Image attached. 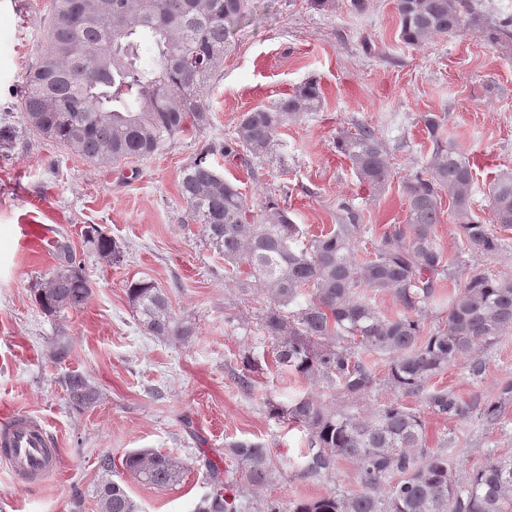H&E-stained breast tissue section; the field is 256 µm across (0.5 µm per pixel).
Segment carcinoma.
I'll return each mask as SVG.
<instances>
[{
	"label": "carcinoma",
	"mask_w": 512,
	"mask_h": 512,
	"mask_svg": "<svg viewBox=\"0 0 512 512\" xmlns=\"http://www.w3.org/2000/svg\"><path fill=\"white\" fill-rule=\"evenodd\" d=\"M243 6L244 0H52L47 47L24 82V124L100 164L157 153L175 135L209 122V81L224 62V46ZM479 7L471 0H396L401 39L417 46L446 35L481 18ZM487 30L493 42L512 40V17ZM321 101L319 84L308 80L272 106L244 113L233 138L207 148L182 170L180 195L189 215L201 225L206 244L224 258L229 276L242 264L249 267L240 288L254 287L269 297L256 320L274 344L276 363L329 391L357 397L375 383L366 356H385L394 390L425 396L438 415L465 418L474 405L444 389L430 391L428 384L457 364L481 379L477 347L512 328V276L473 275L448 302L446 321L430 326L423 318L453 275L435 239L442 196H448L468 244L486 253L501 247L488 225L473 217V164L443 135L441 117L420 116L432 143L429 166L403 184L405 223L390 225L367 258L353 248L360 224L351 206L341 207L332 229L301 246L304 232L287 206L271 196L262 214L254 215L239 188L209 161L240 152L251 161L263 158L279 128L316 111ZM335 147L372 190H384L393 179L387 146L371 124L358 122L340 132ZM488 206L492 223L512 226V173L492 183ZM84 242L105 262L121 261L120 247L97 225L85 227ZM383 291L394 294L400 313L386 315L374 303L371 294ZM126 293L146 334L193 335L151 281L133 279ZM89 295L82 265L69 255L37 290L36 302L55 315L81 310ZM65 386L75 408L99 399L97 388L79 374L68 375ZM269 406L273 416L307 431L306 474L328 476L339 460L349 459L357 465L361 489L286 504L271 500L263 512H512V458L491 459L466 479L454 478L448 455L426 447L422 419L398 400L361 419L310 396ZM418 448L426 455L420 464L413 457ZM224 455L240 467L241 484L214 485L194 512H241L244 493L269 484L277 473L259 442L234 441ZM122 465L158 488L173 484L182 469L175 457L152 449L129 452ZM99 467L101 512H138L125 487L109 479L112 457L102 456Z\"/></svg>",
	"instance_id": "carcinoma-1"
}]
</instances>
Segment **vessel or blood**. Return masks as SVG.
I'll use <instances>...</instances> for the list:
<instances>
[{"mask_svg": "<svg viewBox=\"0 0 512 512\" xmlns=\"http://www.w3.org/2000/svg\"><path fill=\"white\" fill-rule=\"evenodd\" d=\"M24 203L25 212L15 229L13 249L16 254L28 257L47 255L57 241L59 219L41 197H25ZM0 446L8 449L12 469L26 484L42 482L59 463L58 450L45 426L22 414L0 416Z\"/></svg>", "mask_w": 512, "mask_h": 512, "instance_id": "obj_1", "label": "vessel or blood"}]
</instances>
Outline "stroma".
Returning <instances> with one entry per match:
<instances>
[{
	"mask_svg": "<svg viewBox=\"0 0 512 512\" xmlns=\"http://www.w3.org/2000/svg\"><path fill=\"white\" fill-rule=\"evenodd\" d=\"M51 0H0V122L18 135L0 147V410L40 418L54 437L60 466L46 481L18 483L0 456V512H77L72 494L81 491L78 512H98V459L112 457V478L122 484L140 512H193L213 481L205 458L221 459L233 476L226 444L263 442L279 473L250 493L253 512L264 501L288 502L337 489L360 488L356 465L340 460L328 477L304 476L307 432L273 418L269 402L283 405L310 394L329 408L355 414L397 399L387 384V362L377 359L378 380L370 393L352 398L322 388L268 364L246 372L248 353L270 352L258 331L230 328L225 312L253 320L261 303L226 278L224 260L204 246L201 227L190 220L179 181L183 167L202 148L230 139L243 113L271 105L302 82L317 80L321 107L289 121L263 159L219 160L225 178L250 208L279 195L305 234L332 228L341 204L360 214L356 250L370 247L392 224L404 223L403 183L424 170L432 145L419 116L441 117L449 140L473 162L472 212L488 219L486 193L498 176L512 172V50H504L468 24L418 46L403 42L395 0H350L319 8L312 0H245L243 16L229 38L224 63L211 82L210 121L193 135L179 134L160 152L113 164L87 160L23 125V81L47 43ZM371 123L388 147L392 182L380 192L361 183L334 145L339 131ZM45 193L62 223L63 250L41 258H19L12 249L16 212L23 193ZM96 224L118 241L123 262L108 264L87 252L83 232ZM498 253L465 246L454 212L443 206L436 241L453 264V292L471 274H512V227L492 225ZM81 261L90 283L80 311L45 315L34 290L61 266L65 255ZM149 278L169 298L174 316L191 323L188 340L145 334L127 295L128 280ZM482 380L453 366L430 388L475 403L466 418L434 413L424 398L401 399L425 423L428 447L444 449L454 477L492 457L512 456V400L501 389L512 382V329L480 352ZM79 373L100 391L92 406L76 409L61 384ZM249 376L241 388L239 376ZM502 401L497 419L480 412ZM150 448L178 458L179 479L155 488L123 467L125 454Z\"/></svg>",
	"mask_w": 512,
	"mask_h": 512,
	"instance_id": "1",
	"label": "stroma"
}]
</instances>
